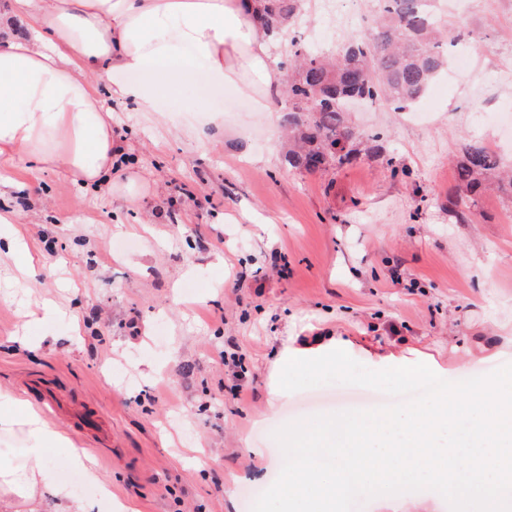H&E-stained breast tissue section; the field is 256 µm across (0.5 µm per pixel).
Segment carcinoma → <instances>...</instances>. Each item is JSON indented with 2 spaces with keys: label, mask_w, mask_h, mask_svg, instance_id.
Here are the masks:
<instances>
[{
  "label": "carcinoma",
  "mask_w": 512,
  "mask_h": 512,
  "mask_svg": "<svg viewBox=\"0 0 512 512\" xmlns=\"http://www.w3.org/2000/svg\"><path fill=\"white\" fill-rule=\"evenodd\" d=\"M300 7V0H258L264 29L278 36ZM437 0H375L374 25L365 38L346 42L336 57L311 51L299 39L288 43L280 64L288 67V164L306 171L340 169L362 152L377 149L378 135L357 129L348 103H385L400 112L420 101L447 72L445 29ZM458 195L448 212L464 221L459 207L476 205L486 188L512 201V175L500 174V160L480 141L462 146L456 161Z\"/></svg>",
  "instance_id": "carcinoma-1"
}]
</instances>
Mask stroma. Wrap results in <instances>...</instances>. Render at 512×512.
Segmentation results:
<instances>
[{
  "instance_id": "stroma-1",
  "label": "stroma",
  "mask_w": 512,
  "mask_h": 512,
  "mask_svg": "<svg viewBox=\"0 0 512 512\" xmlns=\"http://www.w3.org/2000/svg\"><path fill=\"white\" fill-rule=\"evenodd\" d=\"M373 18V0H301L289 33L334 52ZM444 18L458 34L451 58L473 66L431 86L428 120L386 105L352 115L396 169L370 155L337 172L292 169L285 96L259 112L234 88L188 83L179 101L217 112L223 141L184 133L177 101L160 118L117 102L112 131L128 161L111 189H80L56 169L11 171L28 190H0L25 247L0 250V392L76 403L49 422L68 438L52 472L88 512L105 509L67 466L70 449L90 453L113 498L138 512H252L278 473L251 447L277 453L287 421L357 396L388 402L330 383L270 407L269 371L288 337L351 340L368 368L372 350L429 356L451 382L512 364V203L488 190L466 222L448 212L465 143L512 161V136L487 118L512 109L499 85L512 71V0H447ZM45 301L60 314L27 325Z\"/></svg>"
}]
</instances>
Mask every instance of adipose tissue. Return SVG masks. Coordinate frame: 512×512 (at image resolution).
<instances>
[{
    "label": "adipose tissue",
    "mask_w": 512,
    "mask_h": 512,
    "mask_svg": "<svg viewBox=\"0 0 512 512\" xmlns=\"http://www.w3.org/2000/svg\"><path fill=\"white\" fill-rule=\"evenodd\" d=\"M256 10L255 0H0V169L60 165L82 189L111 186L123 153L112 135L111 101L154 114L163 96L194 76L274 111L272 39ZM348 348L338 336L289 337L270 374L271 402L288 397L282 369L335 366ZM1 402L11 411L0 424L24 426L33 445L24 464L0 460V492L26 501L48 493L56 512H85L50 476L47 450L62 434L31 405L0 393Z\"/></svg>",
    "instance_id": "ef3b65f1"
}]
</instances>
